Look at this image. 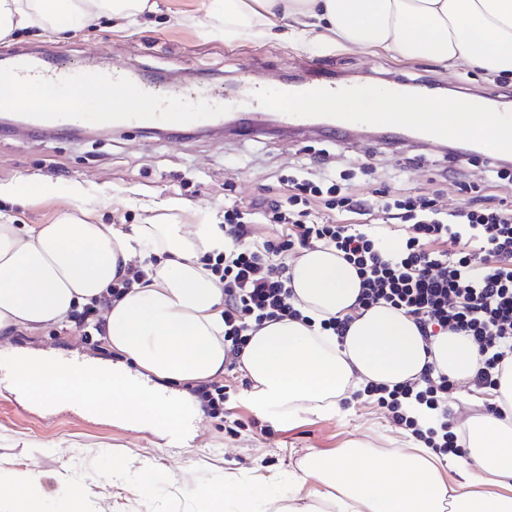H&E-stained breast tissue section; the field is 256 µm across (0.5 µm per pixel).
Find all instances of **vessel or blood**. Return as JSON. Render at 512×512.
Returning a JSON list of instances; mask_svg holds the SVG:
<instances>
[{
  "label": "vessel or blood",
  "instance_id": "vessel-or-blood-1",
  "mask_svg": "<svg viewBox=\"0 0 512 512\" xmlns=\"http://www.w3.org/2000/svg\"><path fill=\"white\" fill-rule=\"evenodd\" d=\"M9 69L16 85L24 90L42 91L58 86H69L84 94H91L101 84H110L115 92L110 112L97 116L101 128L113 126H161L167 129L192 127L199 118H207L210 128L223 129L241 136L254 137L279 128L292 134L316 131L348 143L353 126L365 123L380 134H397L421 143H442L447 139L449 121L459 122L469 129L467 142L470 157L495 161L497 149L486 138L472 135V128L486 119L484 111L451 114L435 111L440 93L434 83L400 77L391 88L393 97L400 101L426 105L417 122L406 123L397 112H373L361 115L339 112L337 98L349 93L350 88L321 72L319 65H311L304 80L283 83L276 91L261 97L256 93L253 73L241 67L224 91L209 89L201 84L161 83L148 74L127 68L120 58L108 63L91 59L80 66L64 61L61 55H18ZM137 96L151 102V111L143 112L129 107L130 97ZM193 100L192 108H183L184 100ZM85 118L74 104L45 107L35 105L22 115L23 126L41 130L75 128Z\"/></svg>",
  "mask_w": 512,
  "mask_h": 512
}]
</instances>
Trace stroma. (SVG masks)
<instances>
[{
	"label": "stroma",
	"mask_w": 512,
	"mask_h": 512,
	"mask_svg": "<svg viewBox=\"0 0 512 512\" xmlns=\"http://www.w3.org/2000/svg\"><path fill=\"white\" fill-rule=\"evenodd\" d=\"M157 10L138 23L101 19L77 26L58 40L47 22L35 20L0 40V59L22 51L63 52L80 63L93 55H117L128 65L168 82L232 80L238 65L258 73L260 91L301 76L312 59H320L332 76L362 84L368 73L387 80L405 75L427 77L443 85L444 97L456 99V87L472 97L496 99L512 107V73H485L464 65L402 58L382 51L362 53L313 37L251 41L207 36L184 15H205V0H156ZM342 169L355 170L372 160L377 181L419 191L442 187L447 171L461 170L458 187L446 190L440 204L460 210L475 204L489 178L481 160L458 163L453 153H437L395 140L357 138L349 146L329 138L294 139L272 132L258 138L173 133L157 135L141 128H118L89 138L61 133L0 129V185L53 188L38 202L0 197V213L19 224H49L79 210L93 220L130 231L132 225L157 221L180 225L182 233L197 224L224 221L228 199L252 201L264 189L279 191L278 179L289 169L307 166L321 153ZM443 188V187H442ZM34 348L68 358H106L107 347L85 345L76 330L48 325L0 339V475L34 470L46 496L43 512H69L62 485L77 482L86 492L89 512H206L200 488H245L267 484L272 494L287 491L310 453L336 454L349 442H362L376 454L407 452L410 431L395 425L386 410L367 397H344L335 414L301 410L285 418L256 412L246 401L249 386L243 366L225 372L233 393L228 403L246 426L231 435L223 418L198 415L186 448L165 445L148 431H133L103 418L80 414L69 400L46 412L17 405L12 394L11 351ZM494 401V392L459 381L448 406L461 422L479 418Z\"/></svg>",
	"instance_id": "1"
}]
</instances>
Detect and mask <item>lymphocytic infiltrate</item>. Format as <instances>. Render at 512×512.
<instances>
[{
    "label": "lymphocytic infiltrate",
    "instance_id": "f902f5d3",
    "mask_svg": "<svg viewBox=\"0 0 512 512\" xmlns=\"http://www.w3.org/2000/svg\"><path fill=\"white\" fill-rule=\"evenodd\" d=\"M282 193L241 206L224 204V251L199 261L224 288L225 364L233 368L250 331L264 323L302 319L292 303L290 263L303 251L331 247L353 265L361 279L358 306L378 304L414 317L423 337L452 332L468 336L482 366L475 381L496 388L505 365H512V208L480 206L454 213L442 211L440 191L413 193L402 188L353 190L325 160L312 170L281 178ZM254 211L265 223L280 226L279 235L260 237L245 220ZM376 213L399 225L401 244L385 250L380 233L362 218ZM144 276L129 265L108 295L74 316V327L90 346L105 334L103 312ZM454 379L425 369L420 380L386 388L367 386L394 423L441 454L460 451V436L448 412ZM431 410L434 425L424 427L408 416L407 400Z\"/></svg>",
    "mask_w": 512,
    "mask_h": 512
}]
</instances>
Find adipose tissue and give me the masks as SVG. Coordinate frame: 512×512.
Returning <instances> with one entry per match:
<instances>
[{
    "instance_id": "ef3b65f1",
    "label": "adipose tissue",
    "mask_w": 512,
    "mask_h": 512,
    "mask_svg": "<svg viewBox=\"0 0 512 512\" xmlns=\"http://www.w3.org/2000/svg\"><path fill=\"white\" fill-rule=\"evenodd\" d=\"M148 0H0V37L41 18L53 32L90 26L102 15L127 20L149 11ZM206 14L224 21V34L262 39L282 23L302 38L319 31L329 43L405 58L452 62L487 72H512V0H208ZM340 112L419 110L387 90L363 86L336 104ZM224 250L215 224L181 234L173 224H139L125 234L74 214L24 227L0 217V334L37 331L61 322L107 294L128 264L144 257L142 283L105 313L104 340L116 359L83 361L78 374L36 353L15 358L16 386L51 408L59 395L134 431L174 432L193 408L184 391L161 393L157 382L190 384L224 373V290L198 261ZM293 302L304 320H279L253 332L242 355L251 386L245 396L260 413L335 411L352 385L418 380L426 364L455 379L473 377L481 357L464 335L424 341L413 317L386 305L358 306L355 269L330 247L304 251L290 270ZM348 318L344 339L319 323ZM432 449L374 456L361 445L331 458L308 456L288 490V509L266 486L235 491L240 512L251 503L271 512H324L298 505L299 486L314 479L335 487L333 512H512L497 494L512 484V423L487 414L467 425L461 478L448 488ZM42 485L32 471L0 476L5 512H41Z\"/></svg>"
}]
</instances>
